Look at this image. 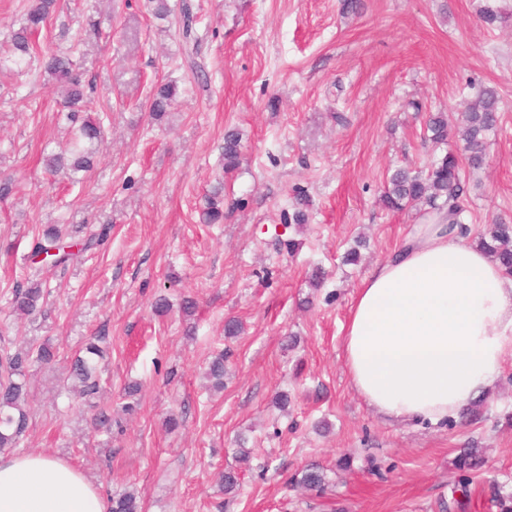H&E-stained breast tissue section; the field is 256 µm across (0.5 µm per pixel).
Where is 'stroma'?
<instances>
[{
    "label": "stroma",
    "mask_w": 512,
    "mask_h": 512,
    "mask_svg": "<svg viewBox=\"0 0 512 512\" xmlns=\"http://www.w3.org/2000/svg\"><path fill=\"white\" fill-rule=\"evenodd\" d=\"M182 1L160 20L148 0H58L38 50L71 54L104 131L74 182L43 165L69 146L63 98L40 61L21 71L7 60L30 0H0V180L13 183L0 196V352L47 343L55 354L26 376L17 453L73 464L106 498L136 487L143 512H497L492 489L512 496V357L476 419L401 423L357 395L342 337L361 281L419 221L420 207L391 211L380 196L395 168L425 167L427 113L458 124L496 87L499 125L469 178L471 242L493 217L512 218V0H362L356 14L342 0H186L194 47L179 31ZM487 8L502 10L497 26L481 21ZM167 82L178 96L152 120ZM232 128L243 148L228 173ZM219 184L224 221L201 223ZM299 194L302 226L285 218ZM45 224L110 233L78 263L48 268L33 256ZM360 238L366 248L344 263ZM30 280L45 304L20 316L12 291ZM228 317L241 335L225 338ZM92 336L104 339L99 390L81 397L69 368ZM222 352L217 391L204 372ZM102 413L110 429H94ZM466 448L481 467L456 468ZM309 463L324 491L293 484ZM227 469L240 474L229 495L216 478ZM176 93V85L172 83H164L156 87L149 106L151 119L160 121L165 116ZM241 154V136L237 130H229L224 135V170L230 172L236 169Z\"/></svg>",
    "instance_id": "stroma-1"
}]
</instances>
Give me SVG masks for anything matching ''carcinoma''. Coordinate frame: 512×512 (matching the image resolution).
<instances>
[{
	"label": "carcinoma",
	"mask_w": 512,
	"mask_h": 512,
	"mask_svg": "<svg viewBox=\"0 0 512 512\" xmlns=\"http://www.w3.org/2000/svg\"><path fill=\"white\" fill-rule=\"evenodd\" d=\"M55 11V0H33L20 19L19 28L11 37V60L21 66L28 64L36 55L34 38L42 31ZM44 72L49 83L64 98L70 108L68 120L72 125L73 145L67 153H50L44 156V165L53 174L71 175L88 172L93 168L96 144L102 138L99 123L89 117H82L85 107L84 89L72 58L64 52H50L42 59ZM177 93L176 85L164 83L156 87L149 106L151 119L161 120ZM499 94L496 88L487 87L463 114L464 154L452 150L433 156L426 172L399 168L389 176L382 201L386 208L400 211L407 207L424 204L432 212H443L450 224L464 223L465 200L469 184L462 176L463 168L475 173L481 170L487 157L488 135L495 131L499 122ZM448 121L441 113L429 116L427 139L438 146L448 141ZM241 136L236 130L224 135V171L230 172L239 164ZM205 224L224 222V199L221 190H215L207 197L201 212ZM79 238L66 237L59 227L47 225L35 244V251L52 259L55 267H65L77 257L74 248ZM480 247L486 249L509 274H512V221L495 218L491 222L488 236L480 240ZM43 298L38 283L18 285L13 293L16 310L30 314L40 308ZM98 346L86 344L85 354L74 358L70 376L80 384L81 395L90 397L97 393ZM54 355L47 345L41 346L36 356L26 352L7 354L0 358V449L14 448L26 429L28 421L26 373L32 362L48 365ZM206 378L213 381V387H224V355L219 354L209 363ZM293 483L310 488L324 489L326 475L317 466L310 464L293 478ZM109 512H143V504L137 490L126 488L112 494Z\"/></svg>",
	"instance_id": "carcinoma-1"
}]
</instances>
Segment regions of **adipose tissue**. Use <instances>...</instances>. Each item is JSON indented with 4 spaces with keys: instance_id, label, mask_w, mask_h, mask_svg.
I'll return each instance as SVG.
<instances>
[{
    "instance_id": "obj_1",
    "label": "adipose tissue",
    "mask_w": 512,
    "mask_h": 512,
    "mask_svg": "<svg viewBox=\"0 0 512 512\" xmlns=\"http://www.w3.org/2000/svg\"><path fill=\"white\" fill-rule=\"evenodd\" d=\"M512 356V276L439 214L422 217L357 289L343 363L368 407L438 424L494 385ZM0 512H107L73 465L0 455Z\"/></svg>"
}]
</instances>
